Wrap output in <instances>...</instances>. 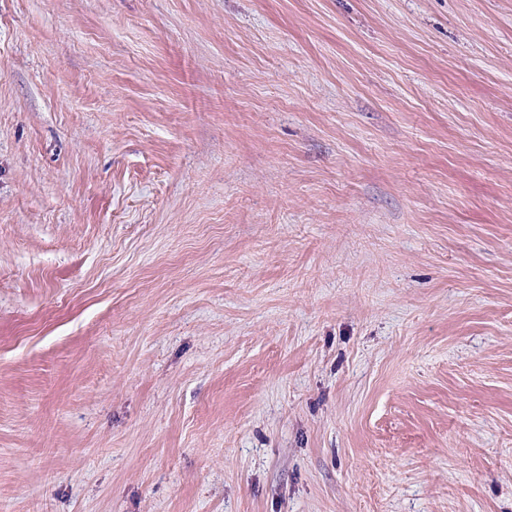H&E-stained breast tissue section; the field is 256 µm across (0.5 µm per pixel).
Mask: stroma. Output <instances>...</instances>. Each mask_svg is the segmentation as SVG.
<instances>
[{"mask_svg":"<svg viewBox=\"0 0 512 512\" xmlns=\"http://www.w3.org/2000/svg\"><path fill=\"white\" fill-rule=\"evenodd\" d=\"M0 512H512V0H0Z\"/></svg>","mask_w":512,"mask_h":512,"instance_id":"stroma-1","label":"stroma"}]
</instances>
